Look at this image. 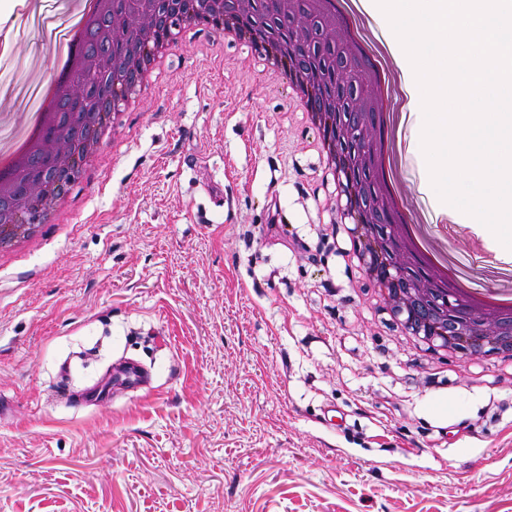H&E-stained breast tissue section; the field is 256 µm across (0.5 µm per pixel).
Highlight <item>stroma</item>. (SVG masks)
Returning <instances> with one entry per match:
<instances>
[{"label": "stroma", "instance_id": "35a3bbf8", "mask_svg": "<svg viewBox=\"0 0 512 512\" xmlns=\"http://www.w3.org/2000/svg\"><path fill=\"white\" fill-rule=\"evenodd\" d=\"M77 2L19 0L0 24V147ZM124 122L76 174L73 224L0 260V512H512V356L394 331L289 86L200 25ZM396 182L480 288L512 283L418 148ZM123 357L146 386L69 403Z\"/></svg>", "mask_w": 512, "mask_h": 512}]
</instances>
